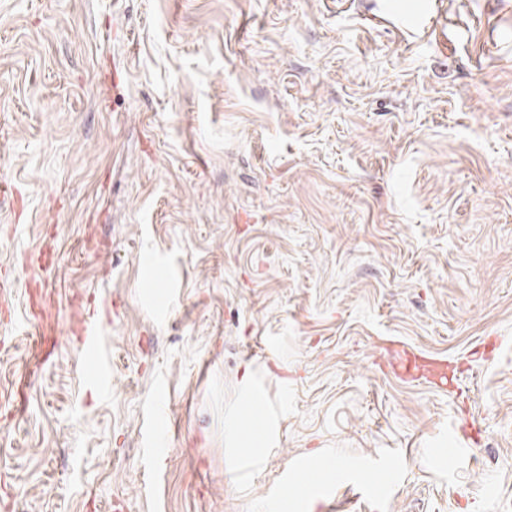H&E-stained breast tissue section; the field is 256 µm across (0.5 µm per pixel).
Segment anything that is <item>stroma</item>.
<instances>
[{"label":"stroma","mask_w":512,"mask_h":512,"mask_svg":"<svg viewBox=\"0 0 512 512\" xmlns=\"http://www.w3.org/2000/svg\"><path fill=\"white\" fill-rule=\"evenodd\" d=\"M388 4L0 0V500L512 512V0ZM404 353L405 361H401V365L404 367V375L412 376L413 369L417 367L418 372L426 375L429 381L447 386V383H444V381L448 382L447 361L435 355L414 354L406 351ZM232 438L250 456L260 457L266 448V434L255 432L250 425L236 421Z\"/></svg>","instance_id":"stroma-1"}]
</instances>
